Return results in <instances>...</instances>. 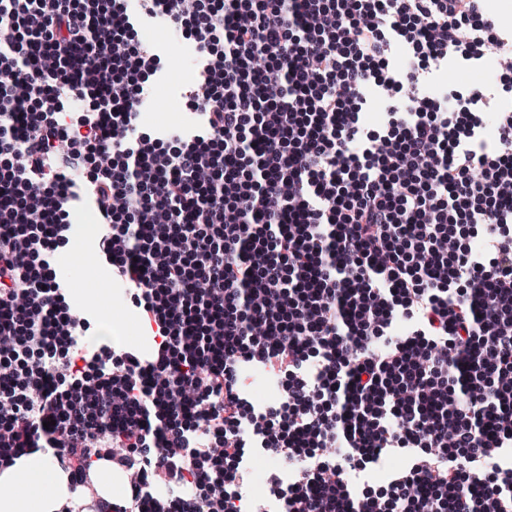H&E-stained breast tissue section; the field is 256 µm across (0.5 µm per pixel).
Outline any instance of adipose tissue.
<instances>
[{"label": "adipose tissue", "instance_id": "obj_1", "mask_svg": "<svg viewBox=\"0 0 512 512\" xmlns=\"http://www.w3.org/2000/svg\"><path fill=\"white\" fill-rule=\"evenodd\" d=\"M69 478L42 453L22 457L0 472V512H62L70 499Z\"/></svg>", "mask_w": 512, "mask_h": 512}]
</instances>
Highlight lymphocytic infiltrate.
<instances>
[{
    "mask_svg": "<svg viewBox=\"0 0 512 512\" xmlns=\"http://www.w3.org/2000/svg\"><path fill=\"white\" fill-rule=\"evenodd\" d=\"M489 2L152 0L215 60L188 99L207 135L168 150L138 132L160 56L125 0H0V469L49 448L75 486L128 475L97 512H239L259 448L298 467L270 479L288 512H512V111L483 134L512 19ZM488 55L498 80L418 92ZM63 87L90 98L72 125ZM56 152L89 171L150 352L86 344L55 282L77 196ZM243 361L277 364L285 401L250 406ZM388 448L417 454L360 488Z\"/></svg>",
    "mask_w": 512,
    "mask_h": 512,
    "instance_id": "f902f5d3",
    "label": "lymphocytic infiltrate"
}]
</instances>
